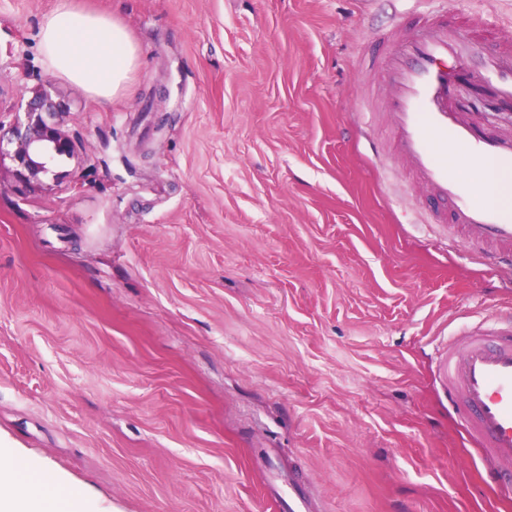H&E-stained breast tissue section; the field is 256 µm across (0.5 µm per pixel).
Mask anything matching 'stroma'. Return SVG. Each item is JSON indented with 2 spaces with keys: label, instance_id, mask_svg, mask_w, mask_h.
I'll return each instance as SVG.
<instances>
[{
  "label": "stroma",
  "instance_id": "stroma-1",
  "mask_svg": "<svg viewBox=\"0 0 512 512\" xmlns=\"http://www.w3.org/2000/svg\"><path fill=\"white\" fill-rule=\"evenodd\" d=\"M56 0H0V124L29 89L79 144L0 162V442L93 512H512L448 404V339L512 302L372 144L378 36L512 37V0H76L140 65L105 104L42 62ZM270 494L274 499L276 506L284 512H306V501L303 495L291 485H288V490L281 488L278 485L270 487Z\"/></svg>",
  "mask_w": 512,
  "mask_h": 512
}]
</instances>
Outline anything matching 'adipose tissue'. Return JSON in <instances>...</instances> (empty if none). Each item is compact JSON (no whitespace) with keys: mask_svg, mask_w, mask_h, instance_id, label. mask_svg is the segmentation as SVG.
Listing matches in <instances>:
<instances>
[{"mask_svg":"<svg viewBox=\"0 0 512 512\" xmlns=\"http://www.w3.org/2000/svg\"><path fill=\"white\" fill-rule=\"evenodd\" d=\"M40 46L52 75L74 82L94 101L126 87L139 64L127 28L112 18L57 0L43 19ZM78 498L55 474L20 465L0 451V512H78Z\"/></svg>","mask_w":512,"mask_h":512,"instance_id":"1","label":"adipose tissue"}]
</instances>
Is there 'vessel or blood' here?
<instances>
[{
	"mask_svg": "<svg viewBox=\"0 0 512 512\" xmlns=\"http://www.w3.org/2000/svg\"><path fill=\"white\" fill-rule=\"evenodd\" d=\"M392 48L372 56L390 88L381 101L392 133L391 154L415 184L445 205L463 244L499 264L512 265V207L498 202L503 175L512 174V138H500L465 119L473 103L512 113V40L484 50L462 31L423 18L410 29L392 28ZM474 74L475 98L456 96ZM450 405L485 459L490 483L512 494V307L492 323L462 331L439 367ZM280 512H306L296 489L274 485Z\"/></svg>",
	"mask_w": 512,
	"mask_h": 512,
	"instance_id": "obj_1",
	"label": "vessel or blood"
}]
</instances>
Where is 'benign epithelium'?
<instances>
[{
	"label": "benign epithelium",
	"instance_id": "1",
	"mask_svg": "<svg viewBox=\"0 0 512 512\" xmlns=\"http://www.w3.org/2000/svg\"><path fill=\"white\" fill-rule=\"evenodd\" d=\"M60 103L42 87L32 90L27 102V123L10 128L16 148L11 155L14 173L28 185L41 182L48 172V160L55 153L70 154L74 142L63 128Z\"/></svg>",
	"mask_w": 512,
	"mask_h": 512
}]
</instances>
